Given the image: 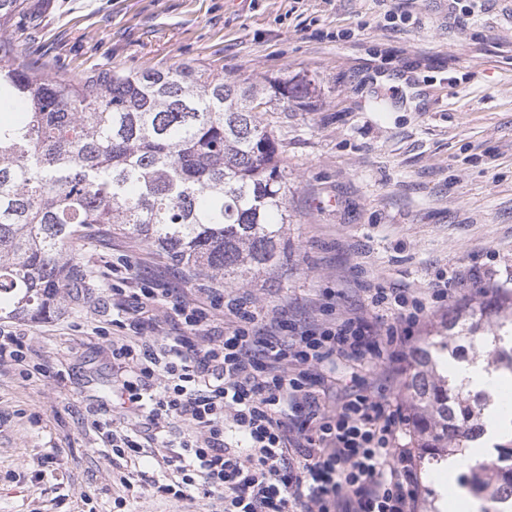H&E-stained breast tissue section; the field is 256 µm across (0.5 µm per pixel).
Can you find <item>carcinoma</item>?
<instances>
[{"label": "carcinoma", "instance_id": "1", "mask_svg": "<svg viewBox=\"0 0 512 512\" xmlns=\"http://www.w3.org/2000/svg\"><path fill=\"white\" fill-rule=\"evenodd\" d=\"M26 0H0V30ZM303 80L238 83L201 66L80 79L19 60L0 39V319L47 317L83 280L81 247L136 238L179 265L247 285L287 258L288 173L268 105L316 107ZM410 357L412 442L448 460L486 433L495 394L472 391L448 359L512 375V302L483 297L442 322ZM461 485L512 512V438L464 472Z\"/></svg>", "mask_w": 512, "mask_h": 512}]
</instances>
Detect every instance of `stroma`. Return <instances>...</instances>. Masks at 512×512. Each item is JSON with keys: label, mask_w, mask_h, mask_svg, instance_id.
Here are the masks:
<instances>
[{"label": "stroma", "mask_w": 512, "mask_h": 512, "mask_svg": "<svg viewBox=\"0 0 512 512\" xmlns=\"http://www.w3.org/2000/svg\"><path fill=\"white\" fill-rule=\"evenodd\" d=\"M21 60L80 78L203 65L228 80L311 81L318 105L267 113L284 147L290 261L227 293L319 318L342 290L428 288L476 270L512 295V6L475 0H27L5 33ZM86 279L64 310L9 320L28 370L0 367V512H114L122 492L93 420L112 416V288L162 276L188 298L211 284L123 236L83 247Z\"/></svg>", "instance_id": "1"}]
</instances>
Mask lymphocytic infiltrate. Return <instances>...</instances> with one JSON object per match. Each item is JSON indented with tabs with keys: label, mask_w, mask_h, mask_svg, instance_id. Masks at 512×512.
<instances>
[{
	"label": "lymphocytic infiltrate",
	"mask_w": 512,
	"mask_h": 512,
	"mask_svg": "<svg viewBox=\"0 0 512 512\" xmlns=\"http://www.w3.org/2000/svg\"><path fill=\"white\" fill-rule=\"evenodd\" d=\"M462 274L427 294L372 288L357 309L321 318L261 312L208 288L207 302L160 279L112 291V395L132 422H95L119 482L152 458L151 496L212 500L215 512H418L419 458L407 437L399 373L429 307L444 308ZM161 334L146 335L157 308ZM372 364V385L357 370ZM352 386L332 395L337 368Z\"/></svg>",
	"instance_id": "1"
}]
</instances>
